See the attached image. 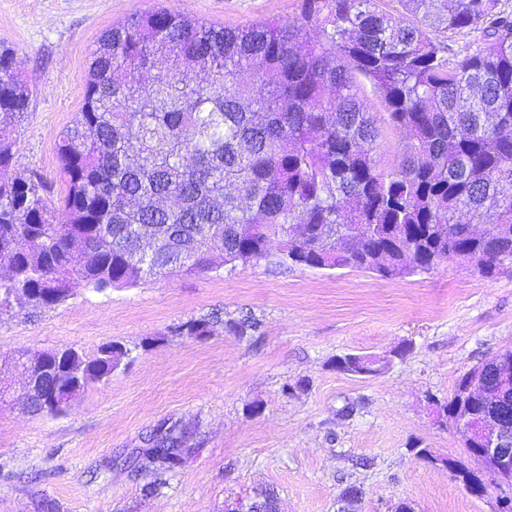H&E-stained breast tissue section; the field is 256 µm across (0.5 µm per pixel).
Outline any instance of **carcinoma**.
<instances>
[{
  "instance_id": "obj_1",
  "label": "carcinoma",
  "mask_w": 512,
  "mask_h": 512,
  "mask_svg": "<svg viewBox=\"0 0 512 512\" xmlns=\"http://www.w3.org/2000/svg\"><path fill=\"white\" fill-rule=\"evenodd\" d=\"M301 0L291 19L226 28L161 6L105 31L84 102L56 146L66 186L54 220L41 176L8 175L33 90L0 47V312L23 296L65 302L83 285L132 287L174 272L268 256L384 279L427 274L464 255L486 275L512 264V10L504 0ZM323 39L309 37V30ZM478 33L455 51L439 33ZM160 58L175 73L143 72ZM368 79L405 134L384 165L381 132L359 99ZM363 225L362 239L347 225ZM473 224H490L480 236ZM88 255L73 264V253ZM83 387L111 376L129 350H56ZM23 410L60 412L65 375L18 355ZM477 416L500 412L471 395ZM173 428L135 472L182 463ZM277 512L274 491L254 500Z\"/></svg>"
}]
</instances>
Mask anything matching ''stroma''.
<instances>
[{
	"mask_svg": "<svg viewBox=\"0 0 512 512\" xmlns=\"http://www.w3.org/2000/svg\"><path fill=\"white\" fill-rule=\"evenodd\" d=\"M234 28L295 16L299 0H0V42L34 94L17 126L11 173L64 189L59 132L83 105L100 36L158 4ZM359 97L382 130V161L403 137L372 84ZM259 324L237 335L229 320ZM209 321L203 336L178 326ZM119 342L131 354L59 416L0 408V512H226L265 488L280 512H336L347 486L360 512H495L496 493L470 495L413 449L467 462L464 439L438 421L459 379L512 349V270L485 277L455 260L400 280L284 265L275 257L126 288L77 287L66 302L0 316V365L19 351L72 347L92 356ZM372 375L338 371V355L386 356ZM185 462L145 495L128 466L168 428Z\"/></svg>",
	"mask_w": 512,
	"mask_h": 512,
	"instance_id": "35a3bbf8",
	"label": "stroma"
}]
</instances>
